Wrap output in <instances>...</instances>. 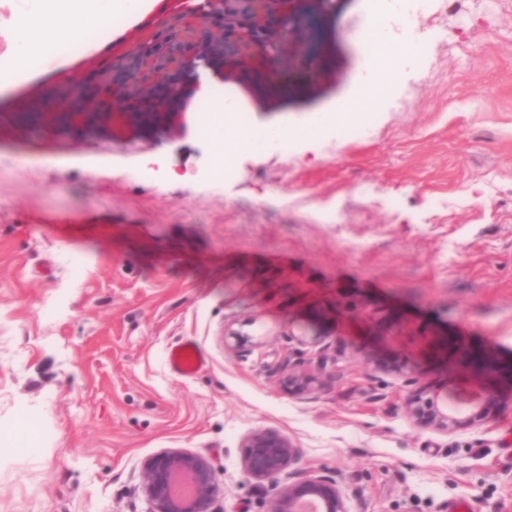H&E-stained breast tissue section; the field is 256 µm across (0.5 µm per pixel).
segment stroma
<instances>
[{"mask_svg": "<svg viewBox=\"0 0 512 512\" xmlns=\"http://www.w3.org/2000/svg\"><path fill=\"white\" fill-rule=\"evenodd\" d=\"M302 2L281 66L186 73L181 106L148 119L73 123L52 53L0 93V512H148L142 465L168 449L212 462L218 512H260L275 489L244 476L241 444L263 429L297 444L295 470L339 474L349 512H512V0L466 30L475 0H437L413 30L448 36L403 69L369 137L266 151L214 181L201 81L261 124L360 104L346 22L370 0H314L312 54ZM189 7L118 20L69 73L108 71ZM313 333L343 352L290 394L288 354ZM183 340L207 356L190 378L165 363ZM370 353L442 398L490 362V421L418 425Z\"/></svg>", "mask_w": 512, "mask_h": 512, "instance_id": "1", "label": "stroma"}]
</instances>
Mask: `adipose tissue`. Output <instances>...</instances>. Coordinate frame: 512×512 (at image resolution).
I'll use <instances>...</instances> for the list:
<instances>
[{"label": "adipose tissue", "instance_id": "1", "mask_svg": "<svg viewBox=\"0 0 512 512\" xmlns=\"http://www.w3.org/2000/svg\"><path fill=\"white\" fill-rule=\"evenodd\" d=\"M149 0H36L34 9L39 21L25 24L13 17L0 22L11 52V71L32 72L45 50L84 38L90 31L102 27L110 16L130 17L146 11ZM353 108L326 107L289 118L287 124L240 125L232 104L213 101L198 127L200 136L214 146L213 165L223 168L234 165L243 157L256 154L260 136L287 137L300 142L322 138L337 124L355 120Z\"/></svg>", "mask_w": 512, "mask_h": 512}]
</instances>
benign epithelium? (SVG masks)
Returning <instances> with one entry per match:
<instances>
[{
  "label": "benign epithelium",
  "instance_id": "1",
  "mask_svg": "<svg viewBox=\"0 0 512 512\" xmlns=\"http://www.w3.org/2000/svg\"><path fill=\"white\" fill-rule=\"evenodd\" d=\"M288 0H201L195 7L193 23L176 17L162 36L154 41L135 42L124 59L98 76H90L74 87L77 111L75 121L93 120L99 115L114 117L112 101L104 91H112L113 74L124 71L122 86L135 102L132 111L147 116L165 103L174 106L182 98V87L170 72L182 66L200 42L207 51L193 55L194 68H211L227 60L250 61L260 54L272 66L280 62L279 38L288 32L291 20L282 13ZM330 359L329 348L319 337L311 342L307 363L323 368ZM316 377L302 363H288L284 380L290 392L312 390ZM495 403L494 394L484 388L468 386L453 391L441 403L432 397H416L410 402L412 416L427 427L450 434L482 425ZM243 447V471L257 483L279 486L267 501L264 512H303L310 500L320 505L319 512H349L345 506L341 480L335 474L293 473L289 468L299 456L293 440L277 431L257 430L249 434ZM143 489L148 512H214L220 493L215 468L205 458L184 450L164 451L145 462Z\"/></svg>",
  "mask_w": 512,
  "mask_h": 512
}]
</instances>
